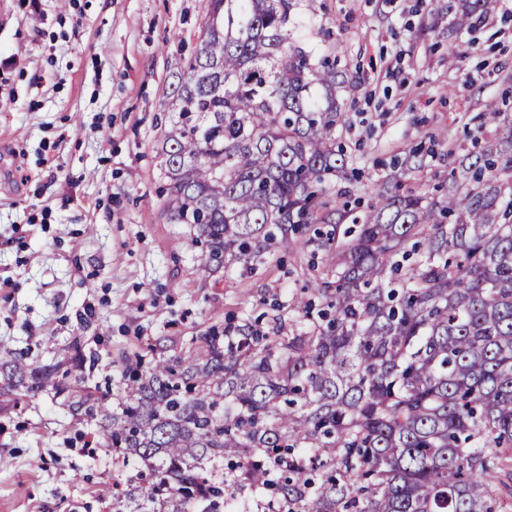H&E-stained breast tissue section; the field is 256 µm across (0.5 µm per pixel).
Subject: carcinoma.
Returning a JSON list of instances; mask_svg holds the SVG:
<instances>
[{"label":"carcinoma","instance_id":"1","mask_svg":"<svg viewBox=\"0 0 512 512\" xmlns=\"http://www.w3.org/2000/svg\"><path fill=\"white\" fill-rule=\"evenodd\" d=\"M304 0H206L157 155L163 212L205 276L314 224L321 264L291 328L225 323L86 393L98 447L135 466L112 512H509L512 121L435 199L386 180L365 209L336 143V62L293 42ZM360 227L351 242L335 227ZM9 392L68 390L17 352Z\"/></svg>","mask_w":512,"mask_h":512}]
</instances>
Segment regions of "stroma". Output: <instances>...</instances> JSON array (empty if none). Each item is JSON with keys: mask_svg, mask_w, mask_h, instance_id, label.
<instances>
[{"mask_svg": "<svg viewBox=\"0 0 512 512\" xmlns=\"http://www.w3.org/2000/svg\"><path fill=\"white\" fill-rule=\"evenodd\" d=\"M463 0H316L297 44L335 58L345 146L374 191L411 146L409 182L438 197L456 158L492 143L479 116H512V0L457 24ZM205 0H0V363L96 353L83 387L135 354L172 357L228 318L264 327L308 283L313 244L205 277L185 224L167 223L156 146L167 97L196 50ZM464 53L449 59L450 49ZM48 389L0 408V512H112V455L89 457L90 417Z\"/></svg>", "mask_w": 512, "mask_h": 512, "instance_id": "35a3bbf8", "label": "stroma"}]
</instances>
